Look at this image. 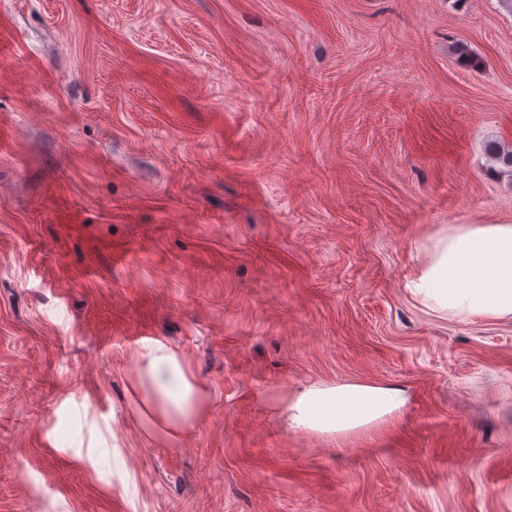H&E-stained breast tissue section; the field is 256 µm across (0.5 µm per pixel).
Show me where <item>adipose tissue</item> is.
<instances>
[{
  "label": "adipose tissue",
  "mask_w": 512,
  "mask_h": 512,
  "mask_svg": "<svg viewBox=\"0 0 512 512\" xmlns=\"http://www.w3.org/2000/svg\"><path fill=\"white\" fill-rule=\"evenodd\" d=\"M429 309L463 319L512 317V223L442 226L427 249L425 265L408 283ZM153 402L171 429L192 420L198 389L186 377L177 354L162 344L146 354ZM405 403L400 389L364 383L311 387L287 401L294 429L342 432L397 412Z\"/></svg>",
  "instance_id": "adipose-tissue-1"
}]
</instances>
